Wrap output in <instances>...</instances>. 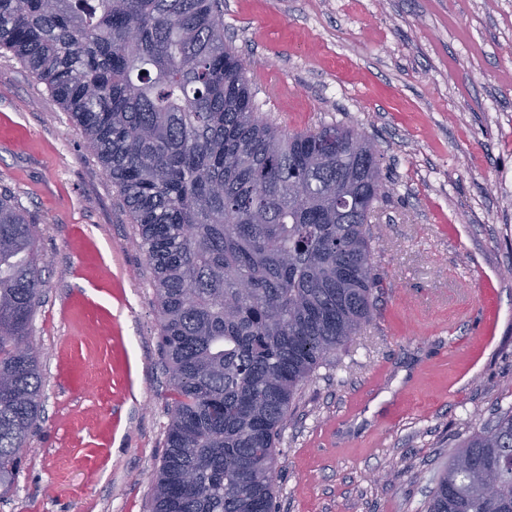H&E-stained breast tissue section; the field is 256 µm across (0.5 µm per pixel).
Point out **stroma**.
Listing matches in <instances>:
<instances>
[{"mask_svg":"<svg viewBox=\"0 0 512 512\" xmlns=\"http://www.w3.org/2000/svg\"><path fill=\"white\" fill-rule=\"evenodd\" d=\"M254 102L342 123L393 187L374 320L300 391L278 512H424L512 410V0H224ZM38 228L43 412L0 512H148L169 393L136 226L57 100L0 52V193Z\"/></svg>","mask_w":512,"mask_h":512,"instance_id":"1","label":"stroma"}]
</instances>
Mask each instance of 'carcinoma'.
I'll use <instances>...</instances> for the list:
<instances>
[{"instance_id":"obj_1","label":"carcinoma","mask_w":512,"mask_h":512,"mask_svg":"<svg viewBox=\"0 0 512 512\" xmlns=\"http://www.w3.org/2000/svg\"><path fill=\"white\" fill-rule=\"evenodd\" d=\"M0 50L75 118L137 226L170 396L150 512H274L301 383L373 318L372 141L255 111L221 0H0ZM36 225L0 194V493L42 408ZM426 512H512V410L454 453Z\"/></svg>"}]
</instances>
